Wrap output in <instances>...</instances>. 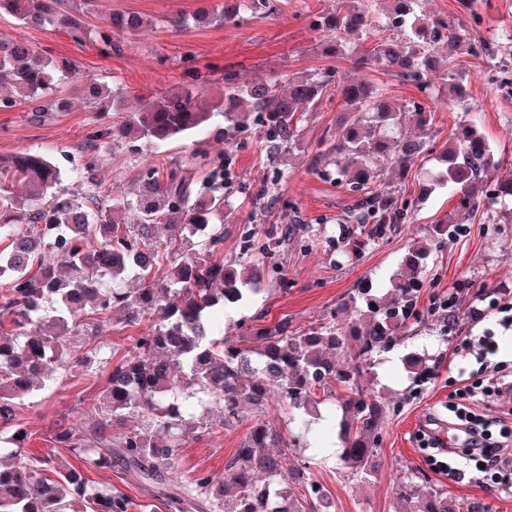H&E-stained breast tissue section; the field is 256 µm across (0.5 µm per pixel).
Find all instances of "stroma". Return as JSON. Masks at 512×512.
I'll return each mask as SVG.
<instances>
[{
	"label": "stroma",
	"mask_w": 512,
	"mask_h": 512,
	"mask_svg": "<svg viewBox=\"0 0 512 512\" xmlns=\"http://www.w3.org/2000/svg\"><path fill=\"white\" fill-rule=\"evenodd\" d=\"M224 0H70L89 38L74 42L64 32L50 27L28 28L10 14L0 13V40L26 42L62 63L76 66L77 80H64L59 95L68 108L40 120L30 116L29 105L0 107V157L27 149L50 153L63 173L65 188L85 193L89 184L85 167L105 188L130 191L138 186L147 164L161 172L185 175L194 169H211L224 162L232 171L226 190L232 210L224 219L225 263L262 261L260 291L242 305H226L222 328L229 338L240 336V324L259 328L288 318L292 329L325 321L330 311L359 286L386 285L409 247L424 240L428 227L451 212L456 200L447 189L420 192L423 182L443 168L440 147L471 123L485 136L503 163L499 177L512 175V0H478L467 11L462 0H422L425 13L444 14L460 20L475 52L457 58L466 74L462 99L435 106L433 121L418 129L407 119L405 129L434 143L435 148L416 161L399 188L409 203L412 223L402 225L389 239L370 244L355 257L337 250L336 226L346 219L356 199L343 186L313 174L311 150L336 137L343 117V100L331 95L299 126L300 151L266 155L260 133L247 126L225 137L223 123L210 127L202 139L178 140L158 148L128 138L91 144L90 135L99 114L86 109L82 84L95 82L109 89L102 97L104 111H111V92L129 98H147L174 92L206 81L212 95H219L226 76L243 82L260 81L274 74L334 69L352 72L385 85L402 104L422 100L413 85L367 66L355 58L326 55V35L315 26L318 14L332 9L336 0H269L268 14L240 10L236 19L221 25L206 24L186 32L172 31L168 18L223 4ZM117 10L144 14L150 28L136 39L122 42L119 50L105 55L101 38L109 34L107 18ZM293 224L298 232L291 240L273 245L268 257H258L245 246L254 234ZM466 235L434 249L428 260L417 309L421 323L394 348L378 353L367 378L386 402L389 413L375 453L377 467L368 481H360L345 468L339 440L343 421L338 402L322 405L319 419L305 422L301 412L284 407L270 397L262 421L283 437H301L300 447L285 457L288 469L305 468L310 478L325 490L329 512H405L398 484L414 476L419 491L442 490L450 499L484 505L488 512H512V492L503 493L475 484L454 483L437 473L429 460L425 441L436 419H447L448 403L455 397L457 373L450 367L457 341L494 327L500 310H512V223L504 224L495 205L482 200L477 212L465 220ZM455 297L460 306L454 321H447L443 303ZM496 300L495 310L484 319L474 312L484 298ZM131 329L104 327L101 361L94 377L81 368L21 402L20 417L28 432L25 451L34 456H66V449L53 440L59 423L84 430L92 426L95 403L106 375L117 363L131 336ZM416 354L426 359L422 379L405 371L402 359ZM244 422L215 427L190 436L175 460L176 473L188 477L208 472L222 480L225 466L234 458L254 420L251 407H244ZM90 484L111 486L134 503L133 512H167L156 496L155 484L127 475L122 463L108 470L85 473Z\"/></svg>",
	"instance_id": "35a3bbf8"
}]
</instances>
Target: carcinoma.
Listing matches in <instances>:
<instances>
[{
    "label": "carcinoma",
    "instance_id": "cac0c4a2",
    "mask_svg": "<svg viewBox=\"0 0 512 512\" xmlns=\"http://www.w3.org/2000/svg\"><path fill=\"white\" fill-rule=\"evenodd\" d=\"M394 11L376 20L363 0H337L317 27L334 37L336 56L375 33L397 30L396 37L376 39L360 63L374 65L431 93L430 76L438 68L436 47L444 42L457 54L465 50L463 30L444 15L417 10L418 0H393ZM22 25L52 27L83 43L88 32L65 0H0V12ZM233 18L227 7L204 16L181 15L170 21L186 31L207 20ZM112 32L135 38L151 22L132 11L108 19ZM69 67L31 45L0 40V84L8 101L34 104L35 117L64 107L58 86ZM463 72L448 56V96L462 91ZM204 86L181 93L157 94L134 106L122 93L112 94V109L122 114L112 126L96 130L92 141L135 137L160 145L189 139L217 117L231 137L253 117L270 149L297 148L299 124L321 101L337 92L344 118L336 141L318 144L313 172L334 177L358 195L355 223L338 225L336 242L348 256L368 244L387 240L409 219L408 205L385 186L384 176L408 177L428 142L402 132L406 107L375 82L337 77L324 70L276 75L261 82L224 79V93L207 105L199 102ZM445 170L434 184L446 186L457 204L429 230L439 245L462 233L464 217L474 212L484 189L501 207V222L512 223V178L491 179L501 160L473 126L443 147ZM62 173L43 150L29 149L0 157V448H12L11 461L0 458V512H131L122 491L96 487L83 469L110 470L121 457L128 475L161 481L174 473V460L192 433L239 422L248 403L265 413L270 394L305 413L345 389L340 428L344 462L362 480L371 476L386 405L362 386L374 355L401 341L418 320L417 292L422 285L426 246L413 245L383 288H361L339 306L353 309L348 322L331 320L303 330H289L288 317L271 326L246 331L242 343L216 335L212 318L227 304L257 292L260 264L227 265L215 257L224 243V189L204 192L197 185L158 168L146 169L137 190L78 196L61 188ZM137 212L138 223L123 215ZM164 224L168 239L153 235ZM197 247L182 251L183 242ZM149 327L129 337V345L112 366L97 400V422L85 431L59 427L54 435L84 467L69 461L24 454L28 432L19 418L20 401L67 373L76 363L95 374L100 349L93 346L103 325ZM279 438L265 424L254 423L215 482L201 471L165 496L169 512H190L199 503L219 512H305L288 487L282 459L269 452ZM305 505L325 500L323 487L296 471ZM406 512H462L464 504L440 490L419 494L402 484Z\"/></svg>",
    "mask_w": 512,
    "mask_h": 512
}]
</instances>
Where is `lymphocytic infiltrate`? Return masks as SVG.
Here are the masks:
<instances>
[{"mask_svg": "<svg viewBox=\"0 0 512 512\" xmlns=\"http://www.w3.org/2000/svg\"><path fill=\"white\" fill-rule=\"evenodd\" d=\"M500 350V338L489 328L475 336L461 337L455 345L452 355L464 383L458 401L449 403L448 412L471 438L461 452H447L437 467L450 481L465 480L507 491L512 489V458L502 456L501 450L512 445V423L489 419L472 410L473 402L512 394V373L504 372L497 362ZM474 364L486 371V379L467 380L468 369Z\"/></svg>", "mask_w": 512, "mask_h": 512, "instance_id": "1", "label": "lymphocytic infiltrate"}]
</instances>
